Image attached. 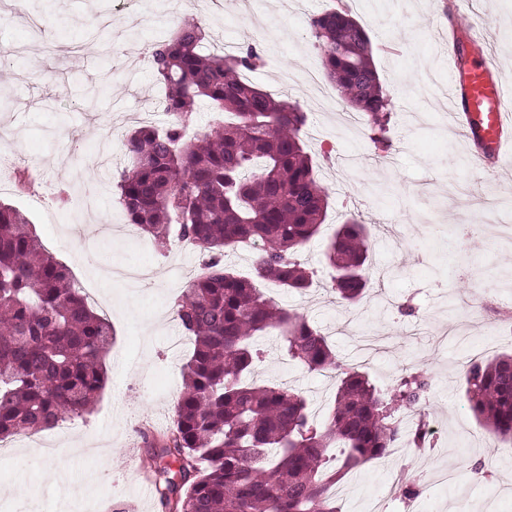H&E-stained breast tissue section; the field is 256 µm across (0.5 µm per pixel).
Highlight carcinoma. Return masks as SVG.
Returning <instances> with one entry per match:
<instances>
[{"label": "carcinoma", "mask_w": 512, "mask_h": 512, "mask_svg": "<svg viewBox=\"0 0 512 512\" xmlns=\"http://www.w3.org/2000/svg\"><path fill=\"white\" fill-rule=\"evenodd\" d=\"M309 27L325 76L386 150L392 99L367 31L336 8L311 16ZM205 40L199 26L185 25L152 43L169 123L129 132V161L115 176L118 204L156 246L174 236L207 256L174 305L193 350L173 427L151 445L155 489L168 512H339L336 487L352 470L402 445L425 447L428 381L410 373L381 392L366 373L342 367L304 316L257 288L260 280L311 287L298 253L324 224L329 195L302 140L307 113L243 78L263 63L261 53L253 45L206 53ZM202 99L231 119L192 141L187 131ZM244 243L258 246L252 277L223 263L225 251ZM367 254L365 225L356 219L327 246L332 290L349 305L371 288ZM273 329L303 369L335 371V398L321 421L300 392L254 380L265 358L256 339ZM111 344L108 319L89 306L68 267L42 247L20 210L1 202L0 441L90 412L107 382ZM465 378L479 426L511 440L512 355L473 362ZM404 410L419 415L413 431L400 420Z\"/></svg>", "instance_id": "carcinoma-1"}]
</instances>
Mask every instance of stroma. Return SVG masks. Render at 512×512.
Here are the masks:
<instances>
[{"instance_id": "35a3bbf8", "label": "stroma", "mask_w": 512, "mask_h": 512, "mask_svg": "<svg viewBox=\"0 0 512 512\" xmlns=\"http://www.w3.org/2000/svg\"><path fill=\"white\" fill-rule=\"evenodd\" d=\"M445 0H255L271 34L256 39L238 0H218L199 13L179 0H147L149 25L118 0H36L38 31L23 21L0 22V49L13 61L0 74V136L16 146L0 161V202L27 215L42 244L70 269L82 292L94 293L108 309L114 340L106 357L108 379L91 413L63 420L51 430L21 433L0 446V512H165L154 490L146 443L173 426L182 391V366L191 348L185 341L172 352L183 330L174 301L186 282L202 272L198 251L176 247L157 251L138 227L121 233L127 219L115 201L112 173L126 164L124 138L131 123L113 133L109 146L100 130L116 111L151 110L164 96L149 67H117L112 51L139 53L142 46L198 23L208 43L242 47L259 43L264 63L248 74L273 97L307 105L304 72L320 56L309 18L327 8L348 9L366 29L380 80L394 109L391 148L378 154L363 131L344 125V113L309 112L303 138L316 175L330 194L319 233L300 251L299 261L314 273L309 291L274 288V300L304 315L327 333L337 358L362 366L382 392H390L412 371L429 380L427 418H441L447 431L436 448L406 449L368 462L344 482L336 504L341 512H403L404 473L422 480L425 512H486L483 501L494 487L502 492L491 511L512 512V443L470 447L465 432L479 426L465 397L460 358L478 352L487 360L512 353V334L489 336L472 300L488 296L491 305L512 304V241L499 227L512 225V209L485 205L481 168L470 161L473 145L448 125L442 96L426 97L425 76L439 89L448 84V19ZM459 23L476 40L495 45L505 62L512 91V0H461ZM95 193L97 209L85 212L84 194ZM360 217L371 235L369 266L385 269L381 286L350 306L331 290L332 269L325 250L337 224ZM113 223L111 237H75V226ZM484 228L480 244L462 242L458 228ZM146 265L150 280L136 287L104 276L110 266ZM466 321L463 340L436 342L433 334ZM427 336H407L415 324ZM266 360L256 378L301 391L316 417H324L335 392L331 375L307 372L283 356L280 339L262 342ZM484 474L474 477L473 464ZM455 469L457 484L431 482L437 467Z\"/></svg>"}]
</instances>
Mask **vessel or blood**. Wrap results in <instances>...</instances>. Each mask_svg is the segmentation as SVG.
Instances as JSON below:
<instances>
[{
  "label": "vessel or blood",
  "instance_id": "obj_1",
  "mask_svg": "<svg viewBox=\"0 0 512 512\" xmlns=\"http://www.w3.org/2000/svg\"><path fill=\"white\" fill-rule=\"evenodd\" d=\"M457 0L448 4L450 79L447 98L465 135L474 143L473 159L481 166H499L512 145V95L505 90L504 70L496 55L486 52L479 66L461 62L458 55Z\"/></svg>",
  "mask_w": 512,
  "mask_h": 512
}]
</instances>
